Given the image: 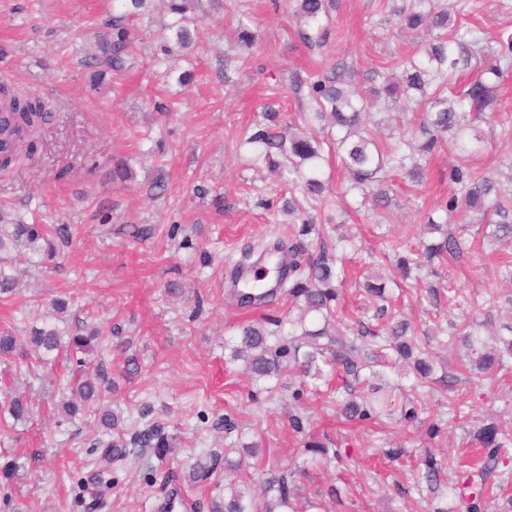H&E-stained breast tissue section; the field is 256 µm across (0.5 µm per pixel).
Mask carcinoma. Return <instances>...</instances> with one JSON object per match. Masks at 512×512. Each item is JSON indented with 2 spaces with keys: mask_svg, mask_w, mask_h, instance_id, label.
<instances>
[{
  "mask_svg": "<svg viewBox=\"0 0 512 512\" xmlns=\"http://www.w3.org/2000/svg\"><path fill=\"white\" fill-rule=\"evenodd\" d=\"M152 0H116L117 13L112 18V36L97 43L96 52L89 58V65L120 72L125 69L127 57L133 48L131 31L126 21L144 10ZM331 0H292L293 15L300 21L299 38L306 44L320 46L327 38L324 24ZM198 0H168V14L173 21L168 27L174 30L175 44L187 49L193 43V33L186 26L188 14L196 10ZM398 30H427L430 41L412 53L391 57V64L377 72L381 85L371 91L364 90L352 77L346 75L341 63L319 66L312 76L298 81V87L307 88L313 102L307 125L290 126L288 134H274L260 128L251 133L246 142L257 147L265 159L276 152L283 158L279 166L281 177L288 178L291 186L288 212L303 209L300 200L319 199L327 192L322 179V142L317 132L325 130L323 122H331L336 129V153L341 155L350 175V188L362 191L363 203L371 205L374 214L381 215L390 206V192L396 181L407 179L416 185L423 183L425 170L421 160L437 151L448 150L454 158L449 180L456 185L455 193L440 209L446 213L458 209L480 214L483 239L498 246L512 244V190L503 181L478 166L482 150L483 133L471 115L491 112L500 106L498 90L505 73L512 68V37L499 42L496 54L486 52L483 32L463 26L455 19V7L442 0H403L394 9ZM479 63L474 79L458 89L448 88V76L459 69H467L472 62ZM426 105L425 117L420 128V139L399 138L394 144L379 141L366 124L368 97L384 99L387 104H397L401 99H414ZM0 100L7 108L0 112V174L7 175L32 161L43 142L46 125L51 121L45 101L21 94L6 84L0 85ZM427 229L439 234L436 241H419L417 247L397 258L396 266L409 278L412 270L431 267L435 262L459 261L469 246L464 238L468 225L440 224L433 217L425 216ZM74 244V225L26 223L21 217L0 212V301L11 302L17 295V264L24 260L31 266L57 264V259ZM345 280V265L341 255L320 240L308 260L305 282L288 284V296L303 302L304 315L289 322L293 331L288 336V346H268L267 332L255 325H244L240 331V344L227 346L229 361H243L254 380L274 378L290 369L305 378L319 380L323 367L336 372L342 385L336 388L333 404L336 415L346 420L372 421L390 414L388 403L392 386L386 378L400 360H413V382L408 388L412 398L401 406V418L414 420L418 415L417 392L435 383L448 390V412L452 421L466 424L470 414L462 411L463 404L456 397L461 380L476 384L508 369L512 363V324L502 329L507 336L489 343L482 329L491 319V312L499 302L497 289L487 288L480 296L460 297L455 291L448 295V303L467 307L471 317L449 323L448 329L438 326L434 335L448 332V347L464 346L472 359L466 376L458 377L448 372L434 376L435 368L427 360L426 347L430 342L429 331L419 330L405 318L386 293V285L367 280L360 296L366 306L375 309L374 319L378 328L358 324L357 336L338 333L331 336L324 328L309 329L305 316L311 313L330 312V304L339 301ZM51 312L30 322L23 339L7 332L0 334V357H26L35 354L36 362L45 365L63 350L87 354L92 342L103 335L100 326L84 321L74 326L70 322V298L58 295L51 299ZM107 392L104 369L82 372L74 382L75 399L62 404L64 414L76 417L83 410L97 416L101 426L116 432L117 439L108 440L106 447L121 448L123 455L136 453L138 448H152L158 459H163L172 447L165 426L154 423L142 429L124 431L112 410L101 404ZM0 430L13 423L29 419L32 408L28 399L20 394L7 397L0 407ZM468 444L480 448L479 459L474 463L460 462L453 458L439 459L431 449L424 450L421 467L410 471L414 488L436 494L444 473H451L447 480L448 495L458 499L460 512H512V494L506 487L512 482V473L500 469L509 458L512 431L494 421L483 423L473 432ZM217 463L210 456V463H193L188 472L192 482L208 479ZM265 491L275 492L279 506L288 512H326L321 503L305 501L296 510L297 497L294 473L279 468L264 471L262 481ZM224 502L213 504V512H259L253 498L230 485Z\"/></svg>",
  "mask_w": 512,
  "mask_h": 512,
  "instance_id": "carcinoma-1",
  "label": "carcinoma"
}]
</instances>
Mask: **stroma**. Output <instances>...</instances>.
<instances>
[{"instance_id":"35a3bbf8","label":"stroma","mask_w":512,"mask_h":512,"mask_svg":"<svg viewBox=\"0 0 512 512\" xmlns=\"http://www.w3.org/2000/svg\"><path fill=\"white\" fill-rule=\"evenodd\" d=\"M287 3L250 0L246 24L256 42L246 49L236 43V0H199L195 42L179 50L167 28L171 17L162 0H154L132 22L137 41L130 69L101 75L85 59L112 21V0H0V82L56 104L35 161L0 178V208L20 211L31 223L76 227L61 270H30L16 301L0 303V331L21 332V307L46 305L59 294L71 296L74 319H92L104 331L84 363L59 359L37 382L28 361L0 363V389H32L29 420L0 434V512H157L175 490L191 499L190 512H211V501L224 497L226 474L258 499L262 470L277 466L297 472L302 495L322 497L328 512H413L412 494L394 478L417 466L419 449L473 457L464 430L446 426L442 391L423 392L412 422L397 415L382 424L348 422L327 398L335 377L316 388L289 373L259 384L243 363L224 361V343L237 339L242 325L271 331L269 343L276 346L288 337L289 319L300 315L299 303L284 291L260 312L228 294L235 262L261 246L294 240L303 219L288 213L287 185L242 132L300 124L309 98L295 77L308 75L315 63H343L368 88L383 62L416 41L393 25L391 10L400 0H335L325 46L310 49L298 39ZM473 4L465 23L491 41L512 35V0ZM369 120L378 138L390 142L401 133L418 136L422 114L414 105L398 113L376 108ZM482 131L480 164L512 175V139L500 137L495 122ZM116 159L132 168L131 181H112ZM452 164L448 153L435 154L425 185L397 186L377 231L369 205L348 191L344 168L328 156L330 192L306 216L348 261L341 293L347 323L371 320L357 286L373 272L396 285L401 310L419 326L464 316L436 305L434 288L498 289L497 322L512 316V283L498 272V248L486 245L463 262L434 264L412 288L403 287L395 268L397 256L422 238L425 212L453 194ZM159 178L164 192L151 191ZM135 224L152 225L153 235L133 239ZM171 283L182 286V296L168 294ZM128 356L137 373H128ZM97 366L107 371V398L122 428L158 422L175 439L164 464L147 449L115 463V487L100 500L80 482L101 464L97 444L106 434L95 418L57 413L71 396L68 380ZM459 391L476 413L495 415L512 429V371ZM292 410L309 415L304 432L289 426ZM225 416L234 423L228 433L218 426ZM435 422L443 429L433 438ZM313 441L339 449L334 468L307 450ZM398 445L405 456L387 457ZM206 452L217 454L216 471L206 482H189L191 458Z\"/></svg>"}]
</instances>
